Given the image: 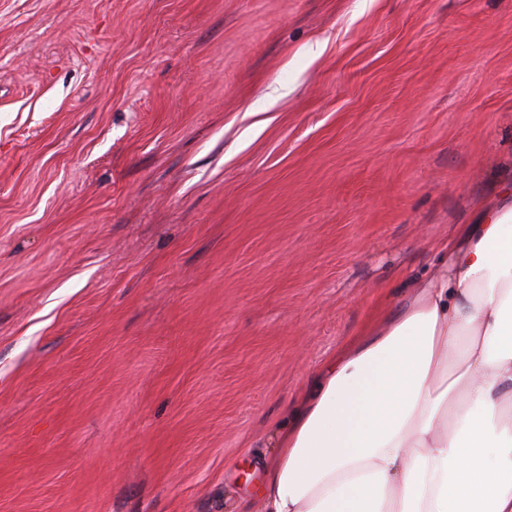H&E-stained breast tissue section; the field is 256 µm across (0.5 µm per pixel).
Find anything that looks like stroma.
<instances>
[{
    "label": "stroma",
    "instance_id": "1",
    "mask_svg": "<svg viewBox=\"0 0 512 512\" xmlns=\"http://www.w3.org/2000/svg\"><path fill=\"white\" fill-rule=\"evenodd\" d=\"M510 169L512 0H0V512H233Z\"/></svg>",
    "mask_w": 512,
    "mask_h": 512
}]
</instances>
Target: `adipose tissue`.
<instances>
[{
    "mask_svg": "<svg viewBox=\"0 0 512 512\" xmlns=\"http://www.w3.org/2000/svg\"><path fill=\"white\" fill-rule=\"evenodd\" d=\"M273 434L261 512H512V180Z\"/></svg>",
    "mask_w": 512,
    "mask_h": 512,
    "instance_id": "adipose-tissue-1",
    "label": "adipose tissue"
}]
</instances>
